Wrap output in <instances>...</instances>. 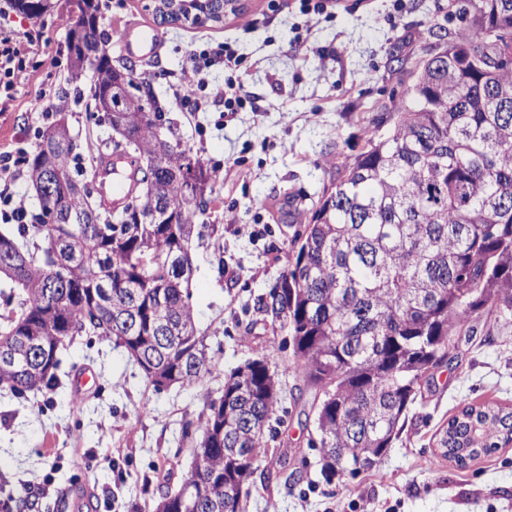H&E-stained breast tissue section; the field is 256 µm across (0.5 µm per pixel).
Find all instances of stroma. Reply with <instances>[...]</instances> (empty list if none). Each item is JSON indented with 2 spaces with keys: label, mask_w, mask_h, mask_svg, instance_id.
Segmentation results:
<instances>
[{
  "label": "stroma",
  "mask_w": 512,
  "mask_h": 512,
  "mask_svg": "<svg viewBox=\"0 0 512 512\" xmlns=\"http://www.w3.org/2000/svg\"><path fill=\"white\" fill-rule=\"evenodd\" d=\"M51 2V15L42 18L11 14L15 27L46 28L49 40L27 59L15 102L0 112V151H34L44 113L66 86L75 0ZM244 2V13L223 23L183 26L160 23L154 0H99L98 25L111 55L121 53L115 30L157 28L160 46L134 62V75L151 80L166 117L213 173L199 221L218 231L196 248L190 292L215 367L198 385L157 392L123 348L84 339L66 355L56 390L0 393V512H20L22 494L37 501V512H72L79 497L90 500L92 512H140L193 461L183 424L198 422L225 375L265 350L281 400L242 512H512V444L463 468L439 451L449 418L465 405L512 407V322L486 314L458 360L431 371L381 462L328 482L312 446L317 393L304 384L287 331L261 309L281 280L305 211L434 48L431 27L453 33L457 19L437 11L439 0H324L325 13L310 19L294 2L276 11L267 0ZM225 41L242 54L244 88L260 105L229 122L214 109L190 111L174 94L188 53ZM236 162L240 174L224 176ZM88 369L96 388L72 409L73 378ZM269 471L276 477L262 485Z\"/></svg>",
  "instance_id": "35a3bbf8"
}]
</instances>
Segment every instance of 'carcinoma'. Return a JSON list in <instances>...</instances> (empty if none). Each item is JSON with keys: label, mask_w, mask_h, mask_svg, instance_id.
Wrapping results in <instances>:
<instances>
[{"label": "carcinoma", "mask_w": 512, "mask_h": 512, "mask_svg": "<svg viewBox=\"0 0 512 512\" xmlns=\"http://www.w3.org/2000/svg\"><path fill=\"white\" fill-rule=\"evenodd\" d=\"M77 8L66 37L69 69L81 41H96L61 97L111 128L119 121L128 134L116 133L109 148L136 169L121 207L95 199L77 176L96 169L104 151L73 135L55 152L47 138L61 108L23 156L39 208L15 232H0V262L6 250L22 254L0 269L10 288L0 356L22 360L0 362V391L16 398L58 386L64 356L84 336L115 340L156 391L198 383L214 368L190 293L210 176L164 119L152 84L103 47L99 4L77 0ZM448 15L462 23L456 36L433 33L438 57L419 61L389 118H378L305 213L281 291L263 305L284 320L305 384L321 393L313 447L327 481L376 466L428 372L457 358L464 324L490 311L512 321V64L484 61L502 52L486 23L512 37V0H448ZM461 46L480 60L450 52ZM119 74L128 108L115 116L104 100ZM160 149V164L149 166ZM53 166L63 178L50 198L40 189ZM192 175L200 184L186 202ZM169 202L178 208L166 210ZM279 400L270 352L231 371L197 429L182 431L191 468L144 512H240ZM510 442L512 408L493 403L464 407L440 439L443 456L460 467Z\"/></svg>", "instance_id": "1"}]
</instances>
